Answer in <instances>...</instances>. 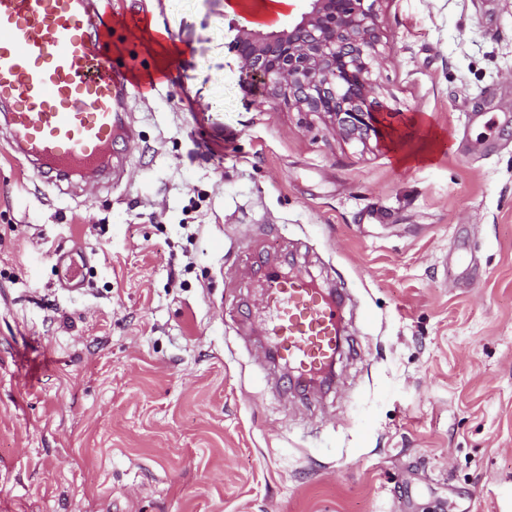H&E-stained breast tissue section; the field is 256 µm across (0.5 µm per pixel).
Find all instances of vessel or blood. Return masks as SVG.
I'll list each match as a JSON object with an SVG mask.
<instances>
[{
	"mask_svg": "<svg viewBox=\"0 0 512 512\" xmlns=\"http://www.w3.org/2000/svg\"><path fill=\"white\" fill-rule=\"evenodd\" d=\"M93 0H0V106L10 140L39 164V174L73 169L97 174L119 124L113 105L127 91L89 32ZM69 285H84L89 261L60 255ZM267 359L300 379L323 378L343 345L339 303L311 279L266 272L261 288Z\"/></svg>",
	"mask_w": 512,
	"mask_h": 512,
	"instance_id": "1",
	"label": "vessel or blood"
}]
</instances>
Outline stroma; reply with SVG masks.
I'll use <instances>...</instances> for the list:
<instances>
[{"label": "stroma", "instance_id": "1", "mask_svg": "<svg viewBox=\"0 0 512 512\" xmlns=\"http://www.w3.org/2000/svg\"><path fill=\"white\" fill-rule=\"evenodd\" d=\"M377 10L433 161L264 103L225 0H96L114 70L165 71L111 183L36 176L0 124V512H512V0ZM268 264L344 293L320 393L258 355ZM59 261L65 263L70 272L69 288H82L84 286L82 272L89 264L87 256L81 250L74 249L67 254L60 255Z\"/></svg>", "mask_w": 512, "mask_h": 512}]
</instances>
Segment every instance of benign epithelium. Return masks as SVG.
<instances>
[{
    "mask_svg": "<svg viewBox=\"0 0 512 512\" xmlns=\"http://www.w3.org/2000/svg\"><path fill=\"white\" fill-rule=\"evenodd\" d=\"M266 2L245 0L241 7L253 18L233 40L244 78L265 102L317 114L349 142L380 140L391 112L377 92V0H300L282 24L257 19Z\"/></svg>",
    "mask_w": 512,
    "mask_h": 512,
    "instance_id": "1",
    "label": "benign epithelium"
}]
</instances>
